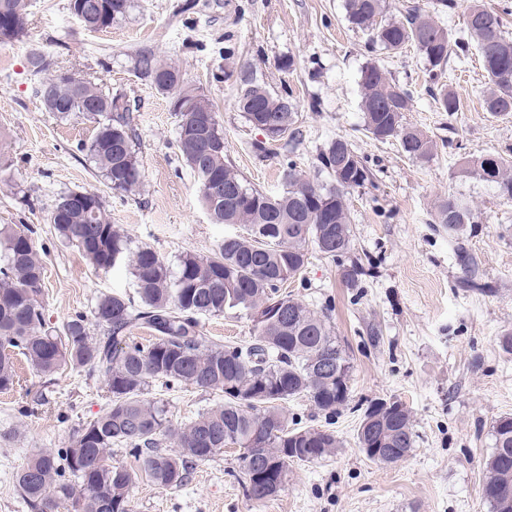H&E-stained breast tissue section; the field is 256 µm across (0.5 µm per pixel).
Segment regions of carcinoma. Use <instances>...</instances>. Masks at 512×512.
<instances>
[{"mask_svg": "<svg viewBox=\"0 0 512 512\" xmlns=\"http://www.w3.org/2000/svg\"><path fill=\"white\" fill-rule=\"evenodd\" d=\"M87 2L99 5L95 13L80 17L92 30L112 27L131 4ZM29 7V0H0L1 47L26 34ZM455 7L456 0H435L431 12L412 8L392 17L387 0H345L348 21L368 35L370 51L396 54L411 48L425 59L426 90L439 111L450 116L459 111V99L442 78L451 55L464 56L473 46L487 78L484 111L493 116L512 113V36L504 30L500 12L481 0H470L463 35L455 38L439 19ZM30 63L41 75L36 93L45 110L58 119L78 118L87 103L97 104L92 113L96 132L85 147L86 157L112 191H140L143 164L123 96L87 79L45 75L48 64L41 54L33 55ZM137 68L156 89L178 92V142L197 178L202 206L214 223L246 225L249 233L224 238L208 255L182 254L173 273L151 247L132 245L107 219L96 193L95 211L49 218L60 237L75 245L94 268L108 270L124 262L132 274L140 306L121 295L99 297L93 314L103 335L95 337L82 314L72 316L60 333L47 327L42 256L24 230L0 226V392L14 387L21 356L45 376L64 367L97 371L112 394L109 407L75 430L67 447L35 451L17 472L16 484L30 512H46L49 507L58 512L64 502L71 503L74 512H132L133 476L112 464L114 446L135 453L141 472L152 483L173 488L184 485L197 464L235 445L239 480L256 503L280 494L293 464L323 460L340 447L328 429L289 428L286 404L305 398L327 415L336 413L349 401L350 390L339 396L336 379L319 375L316 364L329 361L350 373L351 357L326 315L279 294V288L302 272L310 249L332 259L351 250L346 196L372 181L370 168L347 139L338 137L320 156L321 170L330 182L310 179L290 162L283 171V191L269 195L248 185L226 161L224 148L206 151L207 141L224 138V132L204 95L179 89V68L151 53L139 56ZM360 85L366 133L377 141H398L412 160H430L436 142L406 118L413 107L412 90L376 62L362 69ZM235 106L255 128L270 120L282 122L281 131L268 137L272 142L286 136L292 143L300 136L295 106L253 80L240 86ZM461 173L494 184L501 197L512 200V157H470L462 162ZM210 177L239 188L248 200L214 199L204 191ZM473 219L471 204L460 197L449 196L436 206L435 223L450 232L463 230ZM457 257L467 274L463 287H476V257L462 247ZM276 308L282 310L278 319L273 314ZM231 309L250 316L258 332L255 343L225 346L202 334L200 317L220 316ZM137 326L151 332L149 345L131 337ZM156 377L169 386L220 392L224 401L174 427L164 404L144 397L149 379ZM377 404L371 401L363 409L357 444L369 459L372 448L391 449L381 463L393 464L414 448L411 412L405 406L384 411ZM377 415L386 422L379 440L366 426ZM492 436L482 496L490 512H503V495L512 497L511 414L495 419Z\"/></svg>", "mask_w": 512, "mask_h": 512, "instance_id": "1", "label": "carcinoma"}]
</instances>
